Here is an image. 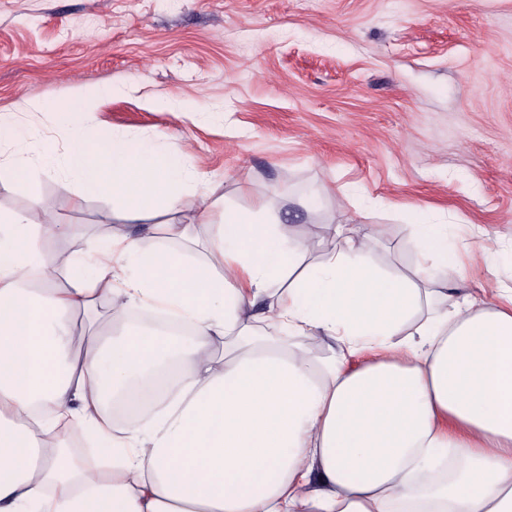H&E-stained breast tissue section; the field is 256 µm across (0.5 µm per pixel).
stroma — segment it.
Instances as JSON below:
<instances>
[{
	"instance_id": "stroma-1",
	"label": "stroma",
	"mask_w": 512,
	"mask_h": 512,
	"mask_svg": "<svg viewBox=\"0 0 512 512\" xmlns=\"http://www.w3.org/2000/svg\"><path fill=\"white\" fill-rule=\"evenodd\" d=\"M109 85L89 139L188 147L226 205H267L293 237L300 200L329 187L323 219L370 234L387 272L412 274L409 220L426 216L448 226L463 291L512 282V0H0V110L34 115L43 146L68 143L43 103ZM75 192L19 175L0 208L47 198L76 228L40 244L60 263L123 229L108 198L77 209ZM484 235L504 246L491 265Z\"/></svg>"
}]
</instances>
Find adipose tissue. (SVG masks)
Listing matches in <instances>:
<instances>
[{
    "label": "adipose tissue",
    "mask_w": 512,
    "mask_h": 512,
    "mask_svg": "<svg viewBox=\"0 0 512 512\" xmlns=\"http://www.w3.org/2000/svg\"><path fill=\"white\" fill-rule=\"evenodd\" d=\"M85 102L59 108L68 147L37 155L13 149L19 119L0 111V186L44 175L79 204L111 196L116 216L170 215L166 238L206 258L125 234L67 259L61 282L40 243L71 225L36 222L38 195L0 209V512H512V288L459 293L447 225L413 224L410 277L374 267L343 224L311 260L266 206L214 197L183 149L85 138ZM102 298V327L76 335ZM161 308L191 335L107 330ZM223 339L237 348L220 359ZM60 423L92 429L111 471L85 470Z\"/></svg>",
    "instance_id": "ef3b65f1"
}]
</instances>
